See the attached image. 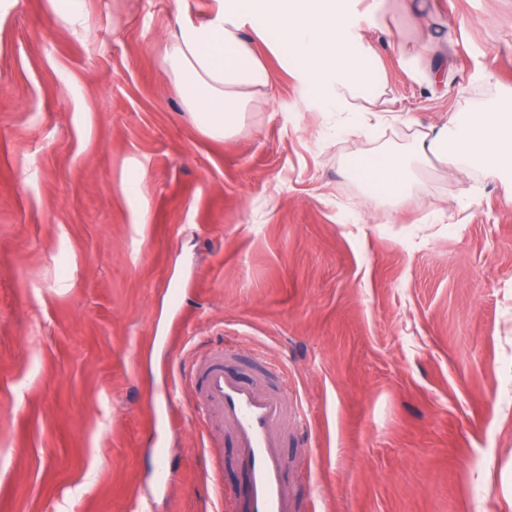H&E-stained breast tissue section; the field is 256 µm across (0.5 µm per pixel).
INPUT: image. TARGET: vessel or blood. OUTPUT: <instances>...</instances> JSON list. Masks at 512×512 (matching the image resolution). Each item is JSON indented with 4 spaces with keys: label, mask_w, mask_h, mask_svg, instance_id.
<instances>
[{
    "label": "vessel or blood",
    "mask_w": 512,
    "mask_h": 512,
    "mask_svg": "<svg viewBox=\"0 0 512 512\" xmlns=\"http://www.w3.org/2000/svg\"><path fill=\"white\" fill-rule=\"evenodd\" d=\"M278 366L260 360L253 378H243L225 359L223 349L193 361L189 381L203 399V423L229 431L247 473V512H294L288 492L287 464L281 448L288 424V391L270 387Z\"/></svg>",
    "instance_id": "b4317fda"
}]
</instances>
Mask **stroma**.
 Listing matches in <instances>:
<instances>
[{"mask_svg":"<svg viewBox=\"0 0 512 512\" xmlns=\"http://www.w3.org/2000/svg\"><path fill=\"white\" fill-rule=\"evenodd\" d=\"M217 7L0 0V512H245L188 380L226 344L288 375L297 512H512V183L434 163L396 214L351 174L512 89V0L358 18L411 126L338 137L269 34V98L199 130L164 37ZM400 61L409 70L413 78L427 87L436 86L442 79V74L435 69L420 68L413 57L405 49H400Z\"/></svg>","mask_w":512,"mask_h":512,"instance_id":"obj_1","label":"stroma"}]
</instances>
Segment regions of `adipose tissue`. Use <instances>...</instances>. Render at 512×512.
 <instances>
[{"label":"adipose tissue","mask_w":512,"mask_h":512,"mask_svg":"<svg viewBox=\"0 0 512 512\" xmlns=\"http://www.w3.org/2000/svg\"><path fill=\"white\" fill-rule=\"evenodd\" d=\"M379 0H222L206 21L184 20L166 40L165 62L183 103L201 131L233 133L252 100L267 94L271 73L255 40L272 32L275 51L313 89L325 111L346 113L345 127H372L361 104L383 92L386 75L353 22L358 4L375 12ZM439 164L512 180V92L480 112L449 117L418 134L405 152H384L361 164L369 195L406 200L422 164Z\"/></svg>","instance_id":"adipose-tissue-1"}]
</instances>
